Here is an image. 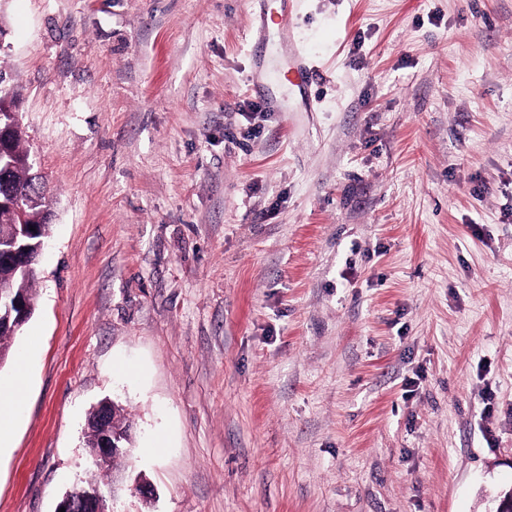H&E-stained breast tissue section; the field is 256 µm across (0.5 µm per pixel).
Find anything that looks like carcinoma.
Instances as JSON below:
<instances>
[{"label": "carcinoma", "instance_id": "cac0c4a2", "mask_svg": "<svg viewBox=\"0 0 512 512\" xmlns=\"http://www.w3.org/2000/svg\"><path fill=\"white\" fill-rule=\"evenodd\" d=\"M10 138L12 155L9 171L12 188L17 196L32 203V206L27 208V223L31 224L35 231L20 232L19 216L10 209H0V247L12 248L23 245L35 252L43 248L45 238L50 232V224L46 223L42 217V212L50 209L46 185L38 182L33 176L34 170L29 165L30 150L26 146L21 124H15ZM35 281V274L23 275L9 264L0 262V286L22 296L31 308L34 307ZM107 410L109 421L105 425L119 430L129 424L123 408L109 405ZM105 425L98 422L97 412L89 414L86 447L94 450L100 446V437Z\"/></svg>", "mask_w": 512, "mask_h": 512}]
</instances>
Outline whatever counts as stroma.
I'll return each mask as SVG.
<instances>
[{
    "label": "stroma",
    "mask_w": 512,
    "mask_h": 512,
    "mask_svg": "<svg viewBox=\"0 0 512 512\" xmlns=\"http://www.w3.org/2000/svg\"><path fill=\"white\" fill-rule=\"evenodd\" d=\"M0 0L52 195L0 512H494L512 0ZM303 63L308 86L281 83ZM129 416L119 476L84 442ZM151 485L143 499L135 479ZM65 508V512H109L99 489H86L81 495H66L58 502L55 512Z\"/></svg>",
    "instance_id": "1"
}]
</instances>
